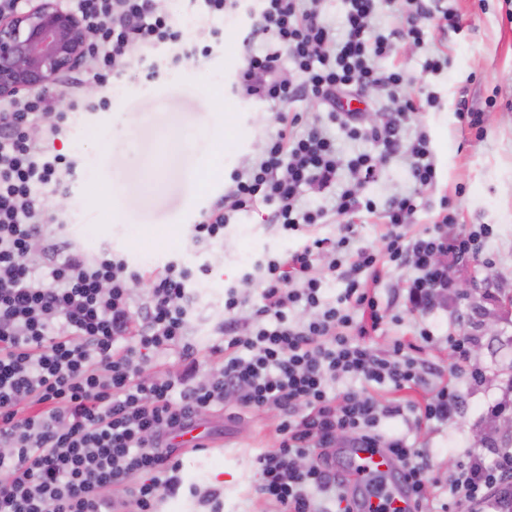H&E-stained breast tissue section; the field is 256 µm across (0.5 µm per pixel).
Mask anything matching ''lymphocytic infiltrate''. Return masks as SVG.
<instances>
[{"label":"lymphocytic infiltrate","mask_w":512,"mask_h":512,"mask_svg":"<svg viewBox=\"0 0 512 512\" xmlns=\"http://www.w3.org/2000/svg\"><path fill=\"white\" fill-rule=\"evenodd\" d=\"M193 2L205 56L211 41L224 38L225 13L240 3ZM345 2L338 36L311 0H263L255 33L267 48L247 53L239 92L275 103L314 98L329 107L347 137H371L388 156L398 151L402 125L416 106L404 69L382 62L398 39L422 42L420 19L447 29L457 27L458 16L448 8L430 12L424 0H388L401 5L405 25L378 34L371 25L376 0ZM69 6L92 38L69 77L68 111L56 112L43 91L0 98V512H122L129 500L137 512H158L163 497L182 486L175 437L231 394L241 407L280 413L278 447L258 457V492L278 512H333L338 502L344 512H355L343 481L322 461L340 432L351 435L352 447L387 449L402 471L412 512L496 507L495 490L512 484V448L495 449L489 459L479 453L451 459L454 473L441 499L428 489L430 457L406 436L379 429L388 418L417 427L457 414L461 394L454 378L468 366L470 335L450 332L451 378L425 403L384 406L368 390L372 384L418 385L424 374L415 345L398 339L382 355L366 343L381 331L387 311L370 284L379 283L385 266L413 269L411 308L429 310L452 288L447 266L436 264L435 255L477 260V233L450 231L457 218L443 210L432 228L407 235L418 211L409 194L388 202L382 248L350 249L354 229L347 224L340 237H313L259 264L257 275H244L225 290L224 356L217 369L197 378L195 352L183 342L191 269L171 262L148 276L107 249L86 258L47 204L48 196L68 190L75 163L55 142L72 113L91 109L85 88L120 77L132 58L147 79H159L158 53L180 42L183 32L156 0H69ZM285 53L293 62L288 75L278 69ZM375 88L386 89L399 107L396 118L368 129L360 110L345 108L341 98ZM277 121L259 159L233 171L224 195L200 212L195 242L223 240L233 216L259 206L266 207L268 223L290 235L324 218L322 209L302 211L297 203L302 187L322 190L335 179L344 163L335 142L315 124L296 132L298 119L288 113H278ZM323 260L343 284L331 303L323 301L314 274ZM144 278L147 300L135 310L130 285ZM252 288L259 291L255 304L246 297ZM247 305L250 318H240ZM299 307L311 311L309 320L296 319ZM359 311L368 321L356 320ZM172 348L180 351L182 372L143 377L149 356ZM343 378L363 386L330 392ZM309 456L317 464L298 467V459ZM111 488L124 491V498L108 496Z\"/></svg>","instance_id":"1"}]
</instances>
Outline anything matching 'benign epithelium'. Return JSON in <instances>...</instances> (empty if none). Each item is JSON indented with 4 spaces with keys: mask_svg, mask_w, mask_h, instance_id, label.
Masks as SVG:
<instances>
[{
    "mask_svg": "<svg viewBox=\"0 0 512 512\" xmlns=\"http://www.w3.org/2000/svg\"><path fill=\"white\" fill-rule=\"evenodd\" d=\"M89 31L61 0L0 15V97L46 87L81 61Z\"/></svg>",
    "mask_w": 512,
    "mask_h": 512,
    "instance_id": "1",
    "label": "benign epithelium"
}]
</instances>
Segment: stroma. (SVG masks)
I'll return each mask as SVG.
<instances>
[{
    "label": "stroma",
    "instance_id": "1",
    "mask_svg": "<svg viewBox=\"0 0 512 512\" xmlns=\"http://www.w3.org/2000/svg\"><path fill=\"white\" fill-rule=\"evenodd\" d=\"M448 5L461 17L460 30L445 32L433 21H423V44L400 42L393 57L412 78L410 90L422 102L404 125L402 141L407 144L418 133L427 134L437 166L436 184L417 185L407 154L400 152L385 158L375 182L359 187L361 196L374 202V214L361 213L349 220L338 216L335 190L308 188L301 198L303 205L325 212L317 234L337 236L349 221L358 247L380 246L388 200L410 193L417 194L420 207L409 233L431 227L445 201L465 228L484 224L493 230L483 239L478 260L449 269L452 282L480 285L475 299L451 296L447 310L424 319L410 312L407 304L406 285L413 270L384 269L377 286L378 295L389 305L388 318L383 335L370 337V345L385 350L396 339L414 343L416 358L433 368L424 383L409 390L371 386V394L381 404L404 405L431 395L451 362V319L467 316L465 330L474 338L470 365L479 368L482 382L472 386L460 381L464 405L456 416L446 424L435 422L411 431L401 418L384 422L388 433L406 434L431 453L434 474L440 479L433 488L438 495L448 479L449 457L461 458L470 451L486 455L499 446L502 434L493 426L492 409L504 407L512 417V308L502 303L512 294V0H448ZM260 7V0H243L237 12L226 15L224 25L234 37L215 47L210 56L180 63L154 83L126 76L111 84L106 90L108 109L72 117L57 141L60 152L75 162L70 192L60 209L75 248L92 256L106 244L130 266L155 272L171 261L193 269L207 266V274L189 290L185 338L204 375L214 367V347L224 342L225 287L253 271L255 261L284 255L307 240L306 235L288 236L268 224L261 207L228 224L223 242L203 246L192 239L200 210L223 194L231 172L256 157L276 132L277 112L321 125L335 137L341 160L379 153L371 141L346 137L327 107L316 100L299 97L277 105L235 93L247 49L241 35L250 13ZM433 56L444 57L446 63L430 72L424 63ZM462 96L481 112L482 135L462 130L455 112ZM429 97L434 105H426ZM172 136L182 142L187 161L170 159L160 189L140 191L146 162ZM425 326L434 333L428 343L420 336ZM278 420L276 409L243 408L234 400L207 411L199 425L210 445L179 449L185 487L177 496L164 498L160 512H210L209 506L190 495L192 483L218 491L221 512H275L257 487L259 455L279 444Z\"/></svg>",
    "mask_w": 512,
    "mask_h": 512
}]
</instances>
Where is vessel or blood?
I'll return each instance as SVG.
<instances>
[{
	"label": "vessel or blood",
	"instance_id": "b4317fda",
	"mask_svg": "<svg viewBox=\"0 0 512 512\" xmlns=\"http://www.w3.org/2000/svg\"><path fill=\"white\" fill-rule=\"evenodd\" d=\"M347 455L355 474L350 490L361 492L365 512H375L381 498H388L395 512H408L409 501L397 463L371 448H351Z\"/></svg>",
	"mask_w": 512,
	"mask_h": 512
}]
</instances>
